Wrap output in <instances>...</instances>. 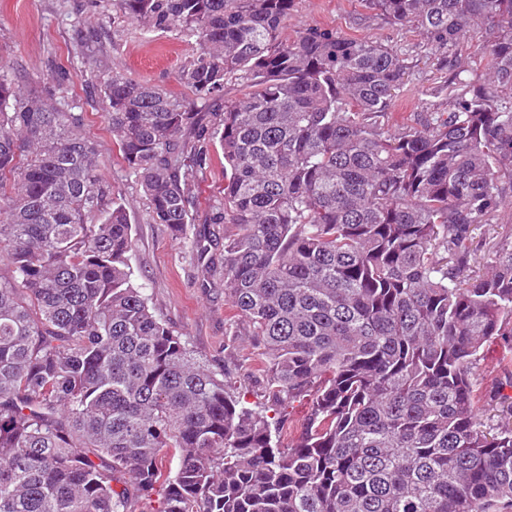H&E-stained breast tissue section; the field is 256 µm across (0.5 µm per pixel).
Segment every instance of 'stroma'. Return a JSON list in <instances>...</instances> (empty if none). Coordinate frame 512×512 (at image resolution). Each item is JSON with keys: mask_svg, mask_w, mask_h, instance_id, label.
<instances>
[{"mask_svg": "<svg viewBox=\"0 0 512 512\" xmlns=\"http://www.w3.org/2000/svg\"><path fill=\"white\" fill-rule=\"evenodd\" d=\"M310 28L371 38L397 51L407 70L395 121L418 122L425 91L451 77L440 68L438 52L417 33L365 9L361 0H297L286 34L293 38ZM194 52V44L175 34L153 32L129 20L119 0H0V70L16 73L29 86L54 87L57 105L84 113L83 131L97 145L100 172L130 214L136 239L130 264L136 284L146 289L156 314L188 340L197 356L256 402L264 385L255 369L258 352L243 323L233 320L222 281L205 277L191 249L200 237L224 238L223 225L209 221L224 200L221 152H214L211 165L196 181V210L186 236L175 237L165 225L150 221L148 203L105 129L103 97L88 92L89 85H102L119 71L182 93L178 73ZM478 364L481 416L493 427L512 419V386L507 383L512 347L490 344L481 350Z\"/></svg>", "mask_w": 512, "mask_h": 512, "instance_id": "35a3bbf8", "label": "stroma"}]
</instances>
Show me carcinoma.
Returning a JSON list of instances; mask_svg holds the SVG:
<instances>
[{
  "label": "carcinoma",
  "instance_id": "cac0c4a2",
  "mask_svg": "<svg viewBox=\"0 0 512 512\" xmlns=\"http://www.w3.org/2000/svg\"><path fill=\"white\" fill-rule=\"evenodd\" d=\"M362 2L454 52L448 111L393 121L404 59L284 36L295 0H121L195 41L189 95L115 73L103 117L179 236L218 141L224 250L194 258L261 350L255 405L134 284L83 114L0 74V512H512V424L487 431L477 387L480 350L512 341V240L468 275L472 232L512 198V0ZM476 29L479 84L458 53ZM288 422L290 430L284 434V441L289 442L294 439L300 430V425L306 420L309 413V403L307 399H295L288 403L287 409Z\"/></svg>",
  "mask_w": 512,
  "mask_h": 512
}]
</instances>
